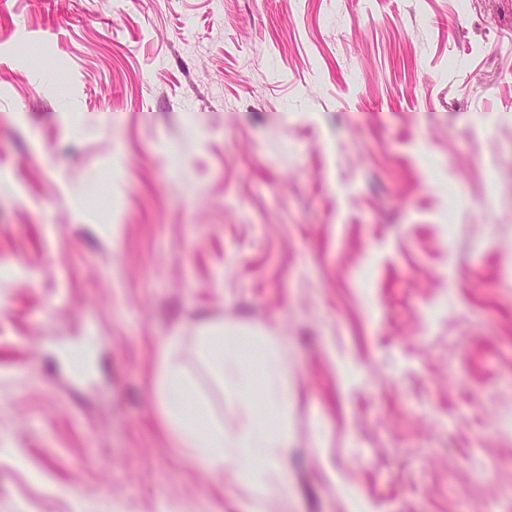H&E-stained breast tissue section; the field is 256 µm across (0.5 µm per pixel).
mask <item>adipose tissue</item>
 I'll return each instance as SVG.
<instances>
[{
	"label": "adipose tissue",
	"mask_w": 512,
	"mask_h": 512,
	"mask_svg": "<svg viewBox=\"0 0 512 512\" xmlns=\"http://www.w3.org/2000/svg\"><path fill=\"white\" fill-rule=\"evenodd\" d=\"M181 337L164 348L160 410L164 425L193 462L213 473L234 469L241 481L262 490L285 477L290 452L288 369L273 337L224 330L203 322L195 338L196 357L216 392L200 391L179 363ZM221 398L238 422L226 427L214 409Z\"/></svg>",
	"instance_id": "ef3b65f1"
}]
</instances>
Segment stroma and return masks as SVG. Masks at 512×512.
I'll use <instances>...</instances> for the list:
<instances>
[{"mask_svg":"<svg viewBox=\"0 0 512 512\" xmlns=\"http://www.w3.org/2000/svg\"><path fill=\"white\" fill-rule=\"evenodd\" d=\"M511 65L512 0H0V512H512ZM204 319L288 368L259 496L162 423Z\"/></svg>","mask_w":512,"mask_h":512,"instance_id":"obj_1","label":"stroma"}]
</instances>
